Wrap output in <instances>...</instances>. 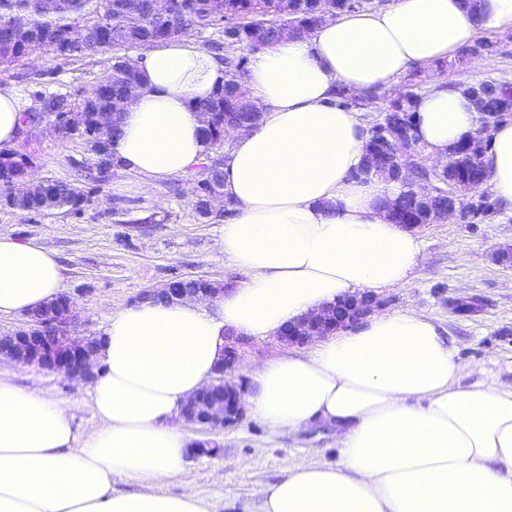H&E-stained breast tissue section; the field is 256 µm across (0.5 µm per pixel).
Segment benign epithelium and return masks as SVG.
Instances as JSON below:
<instances>
[{"label": "benign epithelium", "mask_w": 512, "mask_h": 512, "mask_svg": "<svg viewBox=\"0 0 512 512\" xmlns=\"http://www.w3.org/2000/svg\"><path fill=\"white\" fill-rule=\"evenodd\" d=\"M478 114H493L494 118L511 116L512 105L507 103L500 88L492 82H482L465 88ZM86 121L85 113L69 112L66 122L60 124L50 114H41L37 123L46 125L56 136L69 129H79ZM402 125L395 118L390 124H381L372 131L376 148L367 153L369 166L403 189L397 203H388L384 209L392 218L398 214L397 205L403 196L415 207L426 212V223H441L454 218L467 222L470 194L477 191V184L469 177L466 168L480 161L482 140L474 138L459 144L448 152L444 164H424L420 168L413 162L417 154L416 139L412 129L398 136L393 128ZM446 176L448 204L435 202L439 190L433 177ZM223 288L215 285L197 287L193 280L176 278L162 288L145 291L138 300H153L161 297L168 302H179L200 295H217ZM385 301L372 291L340 299L322 313L307 316L298 322L286 325L278 335L280 342L288 346H305L320 334H331L338 329L356 326L361 320L384 307ZM44 317L36 319L14 332L0 337V359L19 364L36 365L53 371L64 368L74 377L90 380L94 377L90 360L97 352V340L76 334V315L72 300L59 296L43 308ZM246 344L243 338H232L224 363L218 368L214 382L187 401L181 410L184 421L205 429L217 430L232 425L244 416L240 407L243 390L225 381L224 376L233 372L239 349Z\"/></svg>", "instance_id": "7a95c632"}]
</instances>
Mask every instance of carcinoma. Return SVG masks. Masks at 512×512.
Wrapping results in <instances>:
<instances>
[{
  "instance_id": "carcinoma-1",
  "label": "carcinoma",
  "mask_w": 512,
  "mask_h": 512,
  "mask_svg": "<svg viewBox=\"0 0 512 512\" xmlns=\"http://www.w3.org/2000/svg\"><path fill=\"white\" fill-rule=\"evenodd\" d=\"M153 0H0V65H9L23 57L24 46L32 39L48 35L43 51L64 60L94 59L112 50L147 49L174 38L176 32L220 29L224 47L243 45L251 52L261 51L279 40L280 24L292 20L300 32L308 33L318 24L320 8L315 0H225L227 14L215 15L212 0H170V7L152 6ZM340 11H368L374 0H334ZM82 25L87 33L83 40L72 39V28ZM247 59L236 58L224 80V89L194 105L197 112H211L215 132L206 139L212 148L225 124L254 127L259 117L236 104L237 85L246 80ZM141 85L134 59L126 55L112 57V65L88 91L69 94H39L43 111L62 115L75 109L85 112L106 110L130 95ZM419 98L416 92L400 94L387 100L383 115L413 118ZM118 122L99 134L88 121L79 134L85 144V172L81 182L96 185L106 182L115 163L110 142L117 138ZM30 156L14 148L0 150V205L21 211L52 212L70 207L80 209L89 200L72 183L47 179L39 195L28 192L27 175ZM200 193L194 197V210L202 221L219 222L223 217L208 211V198L221 191L223 174L219 165L204 168Z\"/></svg>"
}]
</instances>
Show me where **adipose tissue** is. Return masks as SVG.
I'll use <instances>...</instances> for the list:
<instances>
[{"instance_id":"obj_1","label":"adipose tissue","mask_w":512,"mask_h":512,"mask_svg":"<svg viewBox=\"0 0 512 512\" xmlns=\"http://www.w3.org/2000/svg\"><path fill=\"white\" fill-rule=\"evenodd\" d=\"M512 29V0H387L327 18L311 33L254 53L245 86L259 126L232 134L224 162V253L242 275L224 295L140 302L109 316L88 384L95 428L78 431L64 401L0 378V512H210L178 474L193 446L172 426L209 385L229 333L258 339L360 291L405 285L421 241L379 203L392 186L362 176L367 126L336 106L371 96L414 67ZM145 86L110 146L123 170L155 182L186 174L206 147L194 103L224 86L223 58L186 34L139 56ZM415 132L431 161L477 129L448 77L420 95ZM482 162L512 214V120L496 124ZM62 267L34 242L0 234V318L59 296ZM460 362L424 313L375 314L249 372L245 413L272 433L332 427L340 460L300 461L264 493L260 512H512V388L462 386ZM150 481L113 491V476Z\"/></svg>"}]
</instances>
